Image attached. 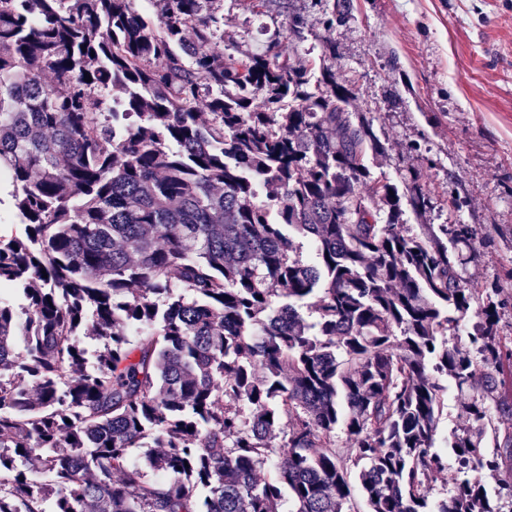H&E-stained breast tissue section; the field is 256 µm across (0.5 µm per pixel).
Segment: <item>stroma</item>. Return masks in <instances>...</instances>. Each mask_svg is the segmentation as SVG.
<instances>
[{"mask_svg": "<svg viewBox=\"0 0 512 512\" xmlns=\"http://www.w3.org/2000/svg\"><path fill=\"white\" fill-rule=\"evenodd\" d=\"M224 37L244 47L277 40L331 65L352 91L384 151L368 166L377 180H415L425 212L402 203L406 230L467 224L462 280L498 289L499 333L512 338V0H224ZM303 21V39L288 31ZM334 52H327V45Z\"/></svg>", "mask_w": 512, "mask_h": 512, "instance_id": "stroma-1", "label": "stroma"}]
</instances>
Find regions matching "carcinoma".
<instances>
[{"label":"carcinoma","mask_w":512,"mask_h":512,"mask_svg":"<svg viewBox=\"0 0 512 512\" xmlns=\"http://www.w3.org/2000/svg\"><path fill=\"white\" fill-rule=\"evenodd\" d=\"M158 2L0 0V512H346L352 478L369 512H504L512 348L462 284L473 229L403 230L331 67L314 91L224 41L221 0ZM11 190V185L5 180H1L0 196L4 200L3 204L0 206V228L2 234H10L21 227V224L15 215V211L11 206V198L9 196ZM442 384L448 386V406L445 407L440 420L439 430L436 440V446L439 450L446 451V440L450 441L451 434L460 428L462 420L460 418V397L451 381L443 380Z\"/></svg>","instance_id":"1"}]
</instances>
